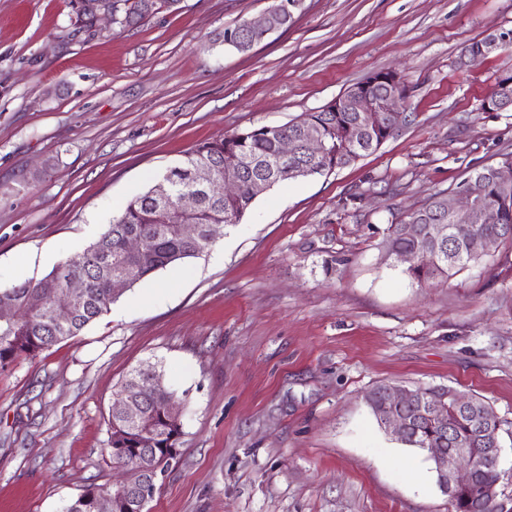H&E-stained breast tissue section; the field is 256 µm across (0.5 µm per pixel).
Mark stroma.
<instances>
[{"mask_svg":"<svg viewBox=\"0 0 512 512\" xmlns=\"http://www.w3.org/2000/svg\"><path fill=\"white\" fill-rule=\"evenodd\" d=\"M271 4L160 2L89 28L70 0H0V289L96 240L199 143L296 121L376 71L407 89L376 151L265 191L208 251L0 370V512H62L111 482L112 403L148 364L184 422L150 512H449L426 452L368 407L380 384L482 399L512 512V247L423 288L384 253L389 224L512 153V112L478 109L512 49L460 63L512 29V0H301L248 53L214 42Z\"/></svg>","mask_w":512,"mask_h":512,"instance_id":"35a3bbf8","label":"stroma"}]
</instances>
